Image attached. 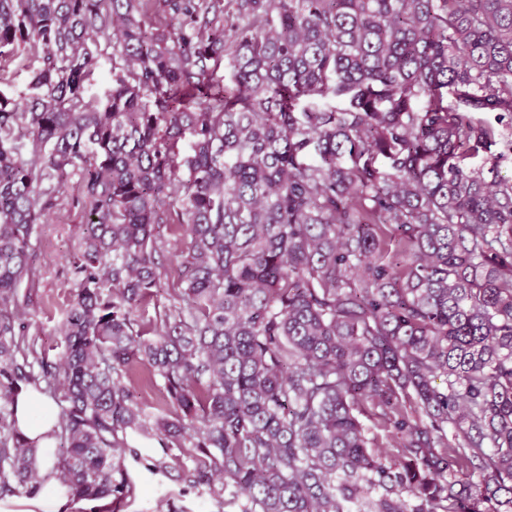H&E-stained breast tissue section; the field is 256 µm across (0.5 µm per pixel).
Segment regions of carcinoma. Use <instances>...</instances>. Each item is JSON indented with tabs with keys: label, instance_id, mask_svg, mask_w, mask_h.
<instances>
[{
	"label": "carcinoma",
	"instance_id": "carcinoma-1",
	"mask_svg": "<svg viewBox=\"0 0 512 512\" xmlns=\"http://www.w3.org/2000/svg\"><path fill=\"white\" fill-rule=\"evenodd\" d=\"M165 2L171 31L146 0H0V85L35 64L27 93L0 90V497L53 477L110 512L132 430L240 512H512V181L465 165L495 138L472 113L512 117V0H232V25L224 0ZM103 57L112 90L87 100ZM329 95L349 107L299 109ZM74 173L88 210L51 361L18 288ZM167 223L174 303L145 325ZM139 368L163 381L151 414ZM42 382L62 395L46 476L15 427ZM147 14L145 16L146 23L152 27H164L168 25V29L176 27V20H173L164 6V0H147Z\"/></svg>",
	"mask_w": 512,
	"mask_h": 512
}]
</instances>
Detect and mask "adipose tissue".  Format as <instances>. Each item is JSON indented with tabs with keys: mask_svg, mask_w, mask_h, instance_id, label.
Returning <instances> with one entry per match:
<instances>
[{
	"mask_svg": "<svg viewBox=\"0 0 512 512\" xmlns=\"http://www.w3.org/2000/svg\"><path fill=\"white\" fill-rule=\"evenodd\" d=\"M58 409L43 395L26 389L16 398V426L28 441L38 449L37 469L48 473L52 463L51 449L55 447L52 430L57 421Z\"/></svg>",
	"mask_w": 512,
	"mask_h": 512,
	"instance_id": "1",
	"label": "adipose tissue"
}]
</instances>
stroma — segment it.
<instances>
[{
    "label": "stroma",
    "instance_id": "1",
    "mask_svg": "<svg viewBox=\"0 0 512 512\" xmlns=\"http://www.w3.org/2000/svg\"><path fill=\"white\" fill-rule=\"evenodd\" d=\"M483 121L495 132L489 151L467 159L469 168L480 171L485 180H512V119L496 112L482 113ZM84 204L76 179H69L56 207L40 225L32 240V283L22 285L25 298L20 323L28 339L49 359L62 351L59 328L77 275L69 258L80 249V228ZM162 292L144 307V317L169 304L166 293L171 287L182 248L180 239L168 229H161ZM125 467L132 490L122 500L119 512H239L238 505L225 504L223 496L207 486L184 479L193 468L191 458L180 449L154 447L136 457L126 456Z\"/></svg>",
    "mask_w": 512,
    "mask_h": 512
}]
</instances>
